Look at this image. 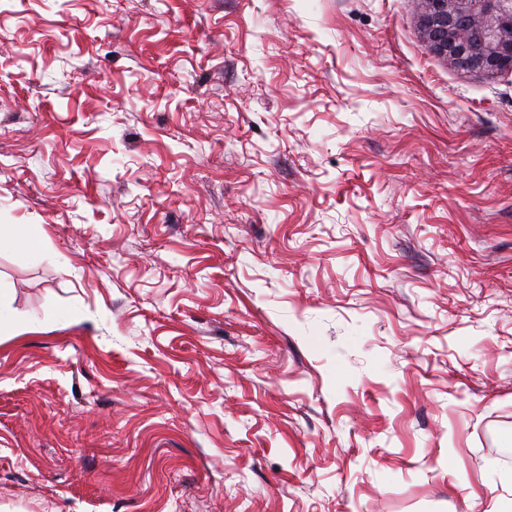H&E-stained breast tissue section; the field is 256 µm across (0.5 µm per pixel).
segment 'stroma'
Here are the masks:
<instances>
[{"label": "stroma", "mask_w": 512, "mask_h": 512, "mask_svg": "<svg viewBox=\"0 0 512 512\" xmlns=\"http://www.w3.org/2000/svg\"><path fill=\"white\" fill-rule=\"evenodd\" d=\"M419 0H0V512H488L512 74ZM46 238L47 232L40 224L23 225L18 235L4 233L2 228H0V246L2 242L10 243L18 252L23 254L40 248Z\"/></svg>", "instance_id": "stroma-1"}]
</instances>
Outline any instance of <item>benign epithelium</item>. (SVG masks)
Returning <instances> with one entry per match:
<instances>
[{
	"label": "benign epithelium",
	"mask_w": 512,
	"mask_h": 512,
	"mask_svg": "<svg viewBox=\"0 0 512 512\" xmlns=\"http://www.w3.org/2000/svg\"><path fill=\"white\" fill-rule=\"evenodd\" d=\"M432 51L466 72L512 73V0H422Z\"/></svg>",
	"instance_id": "7a95c632"
}]
</instances>
